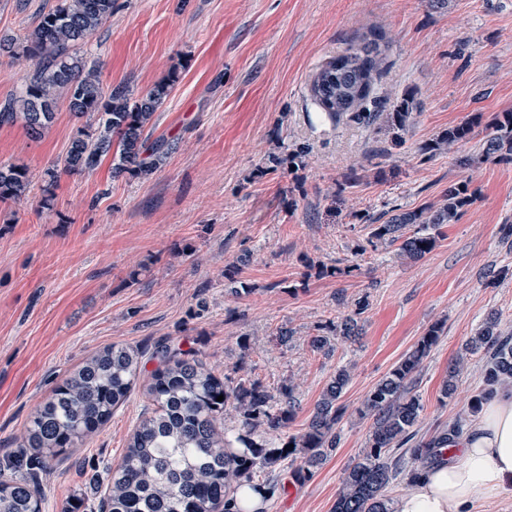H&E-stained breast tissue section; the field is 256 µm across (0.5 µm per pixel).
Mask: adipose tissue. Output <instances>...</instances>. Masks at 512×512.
Returning a JSON list of instances; mask_svg holds the SVG:
<instances>
[{
	"label": "adipose tissue",
	"instance_id": "1",
	"mask_svg": "<svg viewBox=\"0 0 512 512\" xmlns=\"http://www.w3.org/2000/svg\"><path fill=\"white\" fill-rule=\"evenodd\" d=\"M448 467L430 471L395 502V512H471L477 498L512 494V383L485 406L472 431L460 436Z\"/></svg>",
	"mask_w": 512,
	"mask_h": 512
}]
</instances>
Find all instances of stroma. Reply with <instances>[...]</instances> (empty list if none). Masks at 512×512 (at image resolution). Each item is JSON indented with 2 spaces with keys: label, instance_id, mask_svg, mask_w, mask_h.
I'll list each match as a JSON object with an SVG mask.
<instances>
[{
  "label": "stroma",
  "instance_id": "1",
  "mask_svg": "<svg viewBox=\"0 0 512 512\" xmlns=\"http://www.w3.org/2000/svg\"><path fill=\"white\" fill-rule=\"evenodd\" d=\"M55 3L0 0V37L24 36ZM372 30L389 46L374 96L387 112L413 101L396 147L378 127L330 118L310 92L313 74ZM87 49L104 88L135 99L177 75L151 132L175 146L150 177H113L106 158L60 174L48 197L40 175L60 164L79 119L59 104L37 141L22 125L0 126V165L32 176L25 195L0 203V459L56 383L115 343L165 341L229 381L248 374L274 395L293 386L283 438L307 426L336 370L350 367L336 450L309 478L277 470L263 512H332L366 446L371 422L358 408L431 325L444 333L418 375V429L473 427L480 355L453 398L441 387L490 314L512 328V242L501 233L512 224V161L484 159L474 142L466 168L456 154L418 149L472 117L486 125L512 111V0L442 10L428 0H115ZM302 146L305 156L284 163ZM460 181L474 201L440 226L425 258L369 242V216L440 203ZM350 314L362 334L345 341L332 327ZM317 334L333 350H314ZM150 405L137 384L44 481L43 512H64L75 493L96 505L94 479L117 466Z\"/></svg>",
  "mask_w": 512,
  "mask_h": 512
}]
</instances>
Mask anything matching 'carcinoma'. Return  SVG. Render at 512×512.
<instances>
[{
    "label": "carcinoma",
    "mask_w": 512,
    "mask_h": 512,
    "mask_svg": "<svg viewBox=\"0 0 512 512\" xmlns=\"http://www.w3.org/2000/svg\"><path fill=\"white\" fill-rule=\"evenodd\" d=\"M113 6L114 0H57L23 39L0 40L1 53L34 65L33 73L0 108V126L20 123L37 139L53 122L63 97L77 118L89 120L70 141L63 159L66 171L93 170L109 155L115 175L147 177L172 149L163 139L149 141V129L177 74L133 103L124 88L104 90L99 67L84 47L112 16ZM386 50L381 37L364 35L314 74L310 91L326 114L357 123L382 121L397 132L405 129L411 116L408 101L397 103L391 112L370 109ZM476 126L475 120L450 128L420 151L455 152L473 138ZM480 145L487 159L512 160V112L485 127ZM30 182L26 167L1 165L0 202L20 198ZM472 202L468 184H452L438 206L373 219L371 236L399 244V255L407 260H420L436 246L434 230L456 223ZM442 333V325L431 326L364 399L358 414L372 420L368 441L361 458L345 472L333 512H394L387 496L390 485L401 476L408 484L416 483L426 469L442 466L435 459L437 449L461 435L458 420L428 439L416 429L423 409L415 393L417 376ZM464 351L482 354L483 385L468 409L476 414L499 384L512 380V331L491 315ZM143 357L141 350L110 345L83 361L35 409L19 451L0 463V512H36L42 503V476L64 460L67 449L91 439L127 401L144 368ZM150 358L157 361L146 387L154 409L131 434L98 512H240L232 497L237 485H251L265 473L260 486L271 497L276 467L295 463L296 475L307 478L338 444L336 426L345 413L340 399L350 380L345 367L336 370L304 431L283 443H259L254 439L257 429L277 432L293 420V388H283L276 399L257 380L230 386L194 352L167 343L157 346ZM463 362L461 356L448 369L443 398L453 394ZM229 407L239 420L232 436L217 427Z\"/></svg>",
    "instance_id": "obj_1"
}]
</instances>
